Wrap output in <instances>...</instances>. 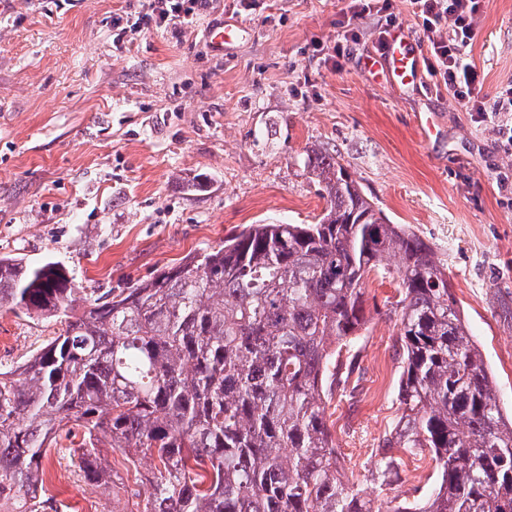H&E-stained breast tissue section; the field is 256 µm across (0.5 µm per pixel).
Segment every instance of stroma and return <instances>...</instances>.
Masks as SVG:
<instances>
[{
  "label": "stroma",
  "instance_id": "stroma-1",
  "mask_svg": "<svg viewBox=\"0 0 512 512\" xmlns=\"http://www.w3.org/2000/svg\"><path fill=\"white\" fill-rule=\"evenodd\" d=\"M146 0H0V256L55 262L104 292L150 279L251 224L316 223L326 205L309 151L336 155L391 223L431 246L512 411V158L473 113L430 79L393 89L366 70L378 18L338 62L331 47L350 0H203L192 22L132 31L114 20ZM237 39L212 49L213 23ZM469 58L485 102L512 81V0H485ZM418 112L444 133L423 140ZM398 283L369 275L370 320L326 416L346 477L372 486L379 445L398 416ZM47 323L0 315V369L51 337ZM106 459L118 478L85 485L66 448L47 484L61 512H131L154 468ZM429 454L402 457L374 503L419 497Z\"/></svg>",
  "mask_w": 512,
  "mask_h": 512
}]
</instances>
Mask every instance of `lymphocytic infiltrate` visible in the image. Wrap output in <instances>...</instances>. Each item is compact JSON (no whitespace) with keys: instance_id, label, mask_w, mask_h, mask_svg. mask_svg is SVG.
Here are the masks:
<instances>
[{"instance_id":"f902f5d3","label":"lymphocytic infiltrate","mask_w":512,"mask_h":512,"mask_svg":"<svg viewBox=\"0 0 512 512\" xmlns=\"http://www.w3.org/2000/svg\"><path fill=\"white\" fill-rule=\"evenodd\" d=\"M199 0H149L147 9L134 15L132 28L144 30L163 24H184L194 15ZM421 21L419 42L428 55V74L434 76L462 107L477 112L481 122L493 128L502 152L512 157V83L500 91L493 106L482 101L473 81L474 68L464 56L475 35L482 0H410Z\"/></svg>"}]
</instances>
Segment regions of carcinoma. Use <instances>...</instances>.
<instances>
[{
  "label": "carcinoma",
  "mask_w": 512,
  "mask_h": 512,
  "mask_svg": "<svg viewBox=\"0 0 512 512\" xmlns=\"http://www.w3.org/2000/svg\"><path fill=\"white\" fill-rule=\"evenodd\" d=\"M305 168L314 224H252L149 280L99 297L64 268L0 257V313L54 336L0 372V512H60L44 460L68 441L84 483L101 449L155 462L135 512H375L343 482L325 401L368 318L363 278L401 288L397 401L377 485L428 450L435 482L390 512H512V418L432 248L391 224L335 157Z\"/></svg>",
  "instance_id": "carcinoma-1"
}]
</instances>
